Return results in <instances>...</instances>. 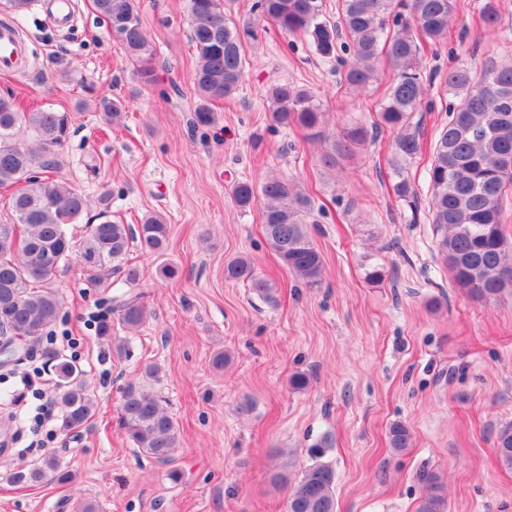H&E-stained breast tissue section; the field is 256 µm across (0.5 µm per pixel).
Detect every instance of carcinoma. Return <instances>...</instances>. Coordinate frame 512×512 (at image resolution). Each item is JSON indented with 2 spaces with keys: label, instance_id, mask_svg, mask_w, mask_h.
I'll return each instance as SVG.
<instances>
[{
  "label": "carcinoma",
  "instance_id": "1",
  "mask_svg": "<svg viewBox=\"0 0 512 512\" xmlns=\"http://www.w3.org/2000/svg\"><path fill=\"white\" fill-rule=\"evenodd\" d=\"M189 2V36L198 59L193 125H212V102L230 98L239 89L246 64L243 45L256 40L261 31L304 37L318 55L344 66V80L354 90L367 87L384 66L393 78L374 129L391 132L393 191L417 213L409 167L421 143L412 119L427 88L416 40L421 37L439 44L447 36L457 0H336L333 15L327 13L325 0H257L253 15L242 21L233 19L226 9L229 0ZM94 7L108 31L120 34L125 54L138 62L139 81L152 84L153 50L142 28L140 0H94ZM340 48L349 52L350 60L337 54ZM447 84L459 101L447 104L448 122L439 130L425 167L432 194L431 219L442 232L439 249L458 286L477 299H491L512 291V266H504V260L512 261V242L504 235L501 220L504 201L512 193V64L487 70L478 82L472 81L466 68L458 67L448 71ZM266 103L274 124L297 126L308 136L326 141L322 163L329 169L355 155L371 138L364 126L326 135L325 112L313 92L302 86L274 83L267 89ZM101 106L114 124L126 110L125 101L118 98L104 99ZM70 123L66 112H22L15 98L0 95V187L14 189L13 221L0 224V329L11 341L35 343L57 320L62 301L55 287L56 272L72 258L98 288L110 287L115 273L133 287L112 298L113 311L125 329H138L148 317L142 292L135 291L140 272L125 259L134 246L147 254L164 253L169 236L166 218L148 213L136 226L119 224L110 218L104 195L99 201L102 221L87 225L86 234L73 240L68 226L80 223L88 199L53 175L34 174L37 167L55 168ZM231 195L240 208L261 204L264 235L281 264L305 284H318L324 256L307 224L310 195L276 176L258 190L238 182ZM224 277L248 282L263 298H271V288L256 278L253 263L245 256L229 260ZM54 369L62 382L59 430L68 435L94 415L96 402L75 365L59 358ZM157 374V367L148 366L145 384L124 390L119 419L140 453L169 464L179 448L178 428L161 397L145 388ZM410 440L405 425L391 427L393 449L409 447ZM496 454L512 469V423L499 429ZM10 478L16 484L31 485L66 483L72 475L55 456L46 455L15 469ZM424 483L426 493L415 512H447L438 476L428 473ZM289 484L286 512H336L335 472L328 463L314 461Z\"/></svg>",
  "mask_w": 512,
  "mask_h": 512
}]
</instances>
